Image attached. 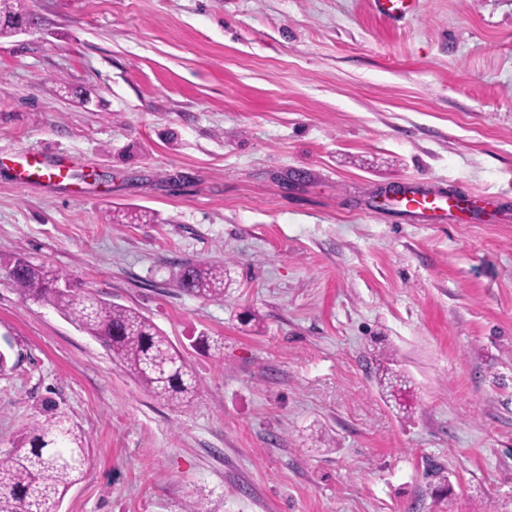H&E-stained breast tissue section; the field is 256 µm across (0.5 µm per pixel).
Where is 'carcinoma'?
Here are the masks:
<instances>
[{
    "label": "carcinoma",
    "mask_w": 512,
    "mask_h": 512,
    "mask_svg": "<svg viewBox=\"0 0 512 512\" xmlns=\"http://www.w3.org/2000/svg\"><path fill=\"white\" fill-rule=\"evenodd\" d=\"M26 16L15 0H0V35L13 32V22ZM114 224H149L146 211L117 213ZM13 285L24 295L49 305L99 339L147 390L169 405L188 410L198 393V381L182 352L148 317L135 309L113 305L93 293L61 287L66 276L57 270L17 260L7 269ZM227 267L220 263L183 265L179 287L190 295L224 299ZM380 384L399 400L408 380L387 366ZM87 464L83 432L52 411L37 420L0 456V512H47L80 481Z\"/></svg>",
    "instance_id": "obj_1"
}]
</instances>
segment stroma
Instances as JSON below:
<instances>
[{
  "label": "stroma",
  "instance_id": "35a3bbf8",
  "mask_svg": "<svg viewBox=\"0 0 512 512\" xmlns=\"http://www.w3.org/2000/svg\"><path fill=\"white\" fill-rule=\"evenodd\" d=\"M25 8L37 30L0 37V452L49 408L81 429L57 512H501L512 223L413 224L375 198L444 183L512 211V0L399 20L370 0ZM26 155L67 179L19 187ZM20 256L151 319L196 375L192 409L20 293ZM215 262L223 299L178 287ZM387 357L411 379L397 402ZM380 370V384L386 390V393L394 398L397 402L400 400V396L402 395V391L407 389L408 380L404 375L397 374L395 371H392L391 368H388L384 364L379 368Z\"/></svg>",
  "mask_w": 512,
  "mask_h": 512
}]
</instances>
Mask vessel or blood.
<instances>
[{
	"mask_svg": "<svg viewBox=\"0 0 512 512\" xmlns=\"http://www.w3.org/2000/svg\"><path fill=\"white\" fill-rule=\"evenodd\" d=\"M375 9L389 19H400L415 14L419 0H371ZM18 175L20 183H30L32 179L63 180L62 168L46 170L29 160H22ZM461 193L435 187L407 185L397 197V210L416 224H453L456 223L462 206Z\"/></svg>",
	"mask_w": 512,
	"mask_h": 512,
	"instance_id": "obj_1",
	"label": "vessel or blood"
}]
</instances>
